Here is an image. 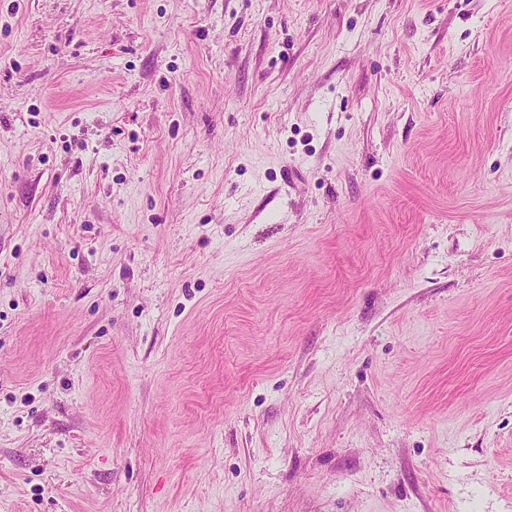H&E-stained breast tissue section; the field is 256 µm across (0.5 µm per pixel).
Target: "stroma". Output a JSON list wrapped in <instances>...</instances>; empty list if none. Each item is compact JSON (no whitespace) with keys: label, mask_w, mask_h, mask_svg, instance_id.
<instances>
[{"label":"stroma","mask_w":512,"mask_h":512,"mask_svg":"<svg viewBox=\"0 0 512 512\" xmlns=\"http://www.w3.org/2000/svg\"><path fill=\"white\" fill-rule=\"evenodd\" d=\"M0 512H512V0H0Z\"/></svg>","instance_id":"stroma-1"}]
</instances>
